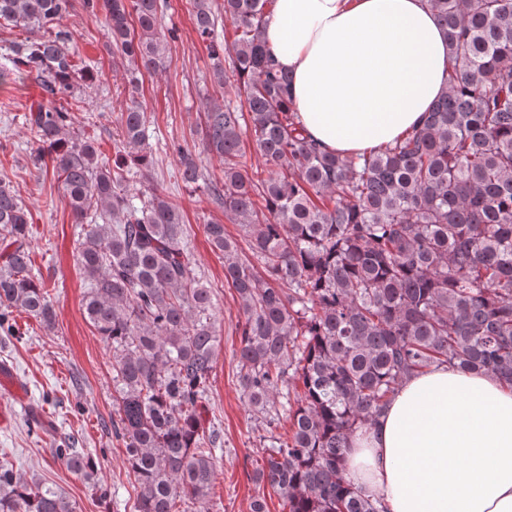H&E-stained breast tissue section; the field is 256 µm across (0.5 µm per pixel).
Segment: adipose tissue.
Returning <instances> with one entry per match:
<instances>
[{
	"mask_svg": "<svg viewBox=\"0 0 512 512\" xmlns=\"http://www.w3.org/2000/svg\"><path fill=\"white\" fill-rule=\"evenodd\" d=\"M264 38L306 135L334 154L393 143L447 85L429 0H275ZM345 466L387 512H512V388L445 367L413 376Z\"/></svg>",
	"mask_w": 512,
	"mask_h": 512,
	"instance_id": "1",
	"label": "adipose tissue"
}]
</instances>
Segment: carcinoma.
Masks as SVG:
<instances>
[{
    "mask_svg": "<svg viewBox=\"0 0 512 512\" xmlns=\"http://www.w3.org/2000/svg\"><path fill=\"white\" fill-rule=\"evenodd\" d=\"M274 0H224L229 38H215L212 0H188L224 103L204 112L202 151L220 157L209 182L224 225H204L238 295V379L255 415L277 398L290 435L272 437L256 483L283 512H386L348 480L349 438L374 424L400 384L440 366L512 384V0H430L448 38V85L423 124L357 157L323 151L288 101V73L264 38ZM102 14L108 47L132 66L115 165L74 130L57 97L99 74L72 63L60 21L72 0H0V21L34 37L13 44L0 83L31 76L41 89L25 116L40 169L50 159L83 226L76 263L84 316L112 348V432L139 492L136 512H209L216 434L199 409L220 344L211 289L195 272L180 206L155 189L133 202L126 176L149 175L139 80L177 40L163 0H85ZM251 144L266 177L249 173ZM184 183L203 177L197 151L171 145ZM29 211L0 180V326L13 310L53 325L48 291L30 274ZM300 390L290 402L291 391ZM55 456L90 479L92 459L70 436ZM0 512H76L58 488L0 464Z\"/></svg>",
    "mask_w": 512,
    "mask_h": 512,
    "instance_id": "obj_1",
    "label": "carcinoma"
}]
</instances>
